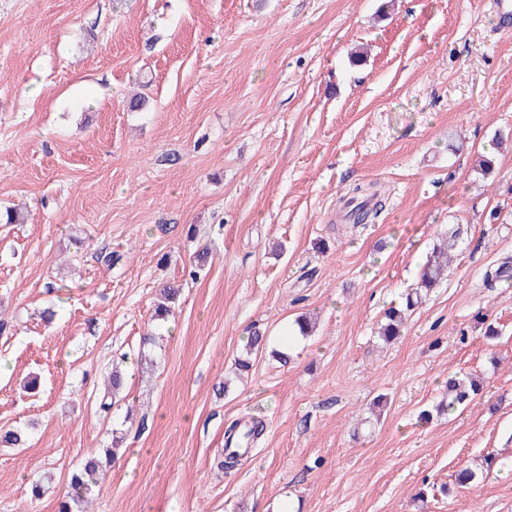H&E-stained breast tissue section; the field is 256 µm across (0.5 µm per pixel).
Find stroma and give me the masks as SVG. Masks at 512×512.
Instances as JSON below:
<instances>
[{
	"mask_svg": "<svg viewBox=\"0 0 512 512\" xmlns=\"http://www.w3.org/2000/svg\"><path fill=\"white\" fill-rule=\"evenodd\" d=\"M496 11L0 0V215L25 217L0 219V430L26 436L0 447V512H57L116 436L90 512H512L497 463L512 457V281L484 285L512 266V33ZM370 184L383 211L354 224L347 201ZM456 224L447 279L382 345L385 309ZM168 283L181 296L158 321ZM308 312L319 325L288 365L263 351L236 375L248 336ZM120 358L127 397L104 412ZM466 373L484 379L474 404L421 421ZM253 417L261 440L219 472L226 427Z\"/></svg>",
	"mask_w": 512,
	"mask_h": 512,
	"instance_id": "obj_1",
	"label": "stroma"
}]
</instances>
